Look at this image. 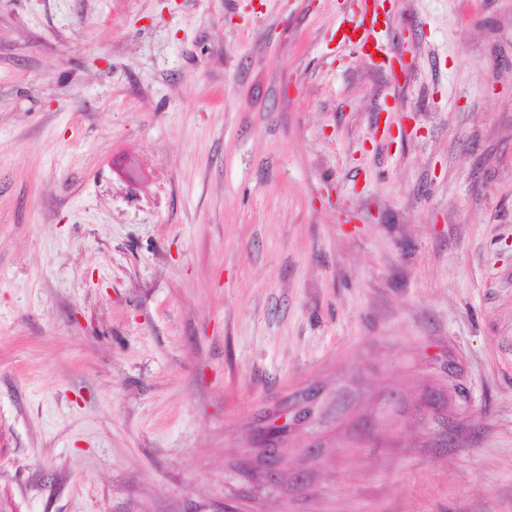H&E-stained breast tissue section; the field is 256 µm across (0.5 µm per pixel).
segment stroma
<instances>
[{
    "instance_id": "stroma-1",
    "label": "stroma",
    "mask_w": 512,
    "mask_h": 512,
    "mask_svg": "<svg viewBox=\"0 0 512 512\" xmlns=\"http://www.w3.org/2000/svg\"><path fill=\"white\" fill-rule=\"evenodd\" d=\"M389 5L0 0L14 512H512V0ZM380 2L379 0H362L357 3L358 11L355 13L359 20L353 32L358 29L361 36L358 40L353 41L351 36L346 34L342 40L354 46L362 57L368 58L371 62H375L377 54H380L384 58L381 64L388 63L389 68L394 72L395 62L401 70V61L393 55L384 53L383 36L390 28L392 18L390 14H385L382 18ZM378 17H381V20H378ZM369 46H372V49H369Z\"/></svg>"
}]
</instances>
